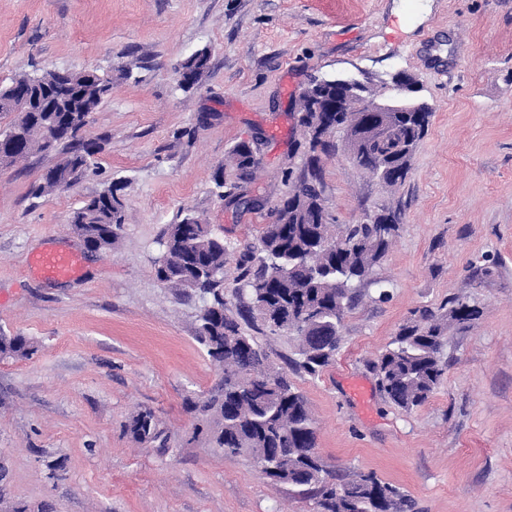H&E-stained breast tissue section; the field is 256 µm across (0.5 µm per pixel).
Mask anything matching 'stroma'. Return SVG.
Listing matches in <instances>:
<instances>
[{
  "instance_id": "1",
  "label": "stroma",
  "mask_w": 512,
  "mask_h": 512,
  "mask_svg": "<svg viewBox=\"0 0 512 512\" xmlns=\"http://www.w3.org/2000/svg\"><path fill=\"white\" fill-rule=\"evenodd\" d=\"M208 49L189 91L176 66ZM112 74L84 138L95 170L32 197L55 156L0 167V332L27 359L0 357V466L25 512H309L295 489L260 477L196 434L192 401L220 369L195 339V306L155 276L156 239L191 213L235 251L254 243L306 173L294 105L311 76L414 73L433 108L405 181L383 186L345 152L322 157L336 223L392 211L399 231L347 315L335 362L289 367L296 341L250 333L317 420L318 454L408 494L414 512H512V0H0V84L46 69ZM260 161L243 180L230 151ZM224 189L257 199L239 207ZM123 181L112 249L86 248L73 210ZM81 259L71 278L35 275L44 251ZM457 296L482 318L447 330L444 378L411 414L380 390L374 363L415 308ZM153 411L164 443L127 429ZM35 352L28 341L22 336H7L0 333V356H12L18 358H27Z\"/></svg>"
}]
</instances>
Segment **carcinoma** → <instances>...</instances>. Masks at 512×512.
<instances>
[{
  "label": "carcinoma",
  "instance_id": "1",
  "mask_svg": "<svg viewBox=\"0 0 512 512\" xmlns=\"http://www.w3.org/2000/svg\"><path fill=\"white\" fill-rule=\"evenodd\" d=\"M210 54L196 52L178 70L202 74ZM84 72L57 69L23 74L0 86V165L9 166L33 152H58L32 193L41 196L76 183L90 168L95 152L76 140V132L112 92V77L97 87L82 84ZM348 77L314 78L308 93L332 99L345 89ZM432 113L308 111L298 125L308 138L311 155L307 174L293 186L266 224L258 243L239 254L234 305L224 297V266L230 246L201 219L186 214L167 225L155 261L158 281L196 304V341L222 369L216 393L191 404L190 410L213 423L209 441L230 456H246L260 475L279 485L299 489L313 500V512H411V498L372 472L344 482L316 452V422L304 396L284 373L274 370L256 338L243 324L261 319L273 332L285 331L298 341L294 364L311 376L334 360L341 328L357 291L387 251L399 230L396 214L383 211L358 224L339 227L329 222L321 192L317 152L335 145L319 128L336 127L356 164L388 187L402 183L412 154L427 134ZM236 171L250 175L258 166L252 145L236 144ZM120 182L85 200L72 212L70 224L93 249L112 248L125 224ZM482 316L481 307L450 298L439 310L413 311L375 364L378 385L406 413L423 406L443 380V350L448 324L469 326ZM35 352L21 336L0 333V356L27 358ZM141 443L161 437L155 415L141 410L127 426Z\"/></svg>",
  "mask_w": 512,
  "mask_h": 512
}]
</instances>
